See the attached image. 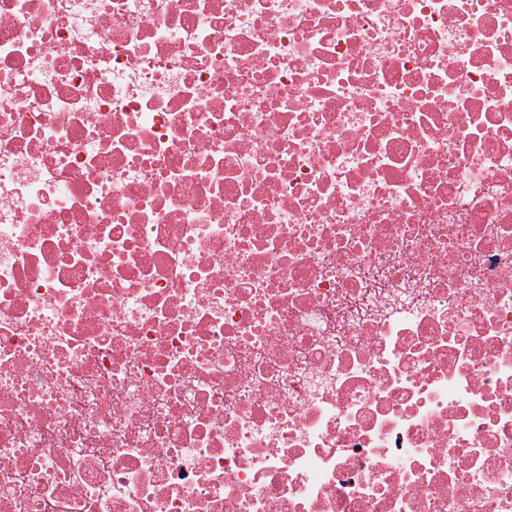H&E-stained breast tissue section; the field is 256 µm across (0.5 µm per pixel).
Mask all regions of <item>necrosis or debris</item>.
<instances>
[{"instance_id":"necrosis-or-debris-1","label":"necrosis or debris","mask_w":512,"mask_h":512,"mask_svg":"<svg viewBox=\"0 0 512 512\" xmlns=\"http://www.w3.org/2000/svg\"><path fill=\"white\" fill-rule=\"evenodd\" d=\"M0 512H512V0H0Z\"/></svg>"}]
</instances>
